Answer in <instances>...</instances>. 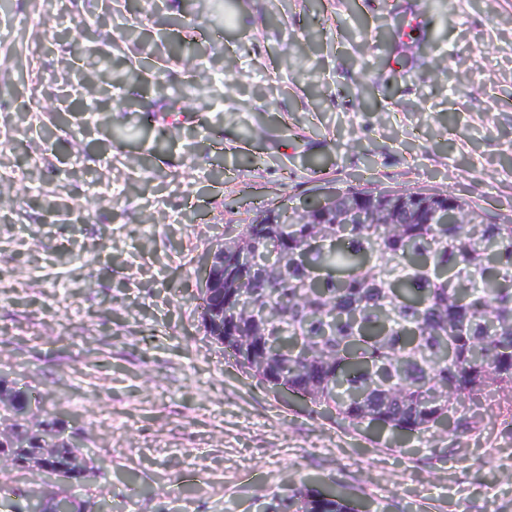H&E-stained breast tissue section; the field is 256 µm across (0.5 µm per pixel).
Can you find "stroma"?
I'll return each instance as SVG.
<instances>
[{
    "label": "stroma",
    "mask_w": 512,
    "mask_h": 512,
    "mask_svg": "<svg viewBox=\"0 0 512 512\" xmlns=\"http://www.w3.org/2000/svg\"><path fill=\"white\" fill-rule=\"evenodd\" d=\"M38 0L0 49V373L77 415L100 512H512V401L394 437L228 364L199 261L265 207L425 189L512 221V0ZM118 98L84 120L80 104ZM35 192H27L28 183ZM266 512H351L349 500L340 492L322 493L305 483L288 495L276 497L265 506Z\"/></svg>",
    "instance_id": "obj_1"
}]
</instances>
